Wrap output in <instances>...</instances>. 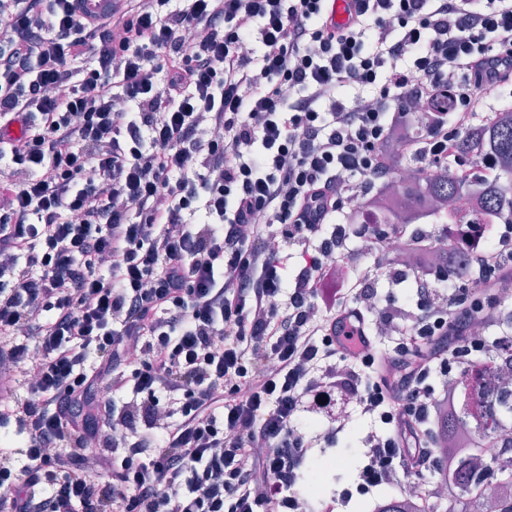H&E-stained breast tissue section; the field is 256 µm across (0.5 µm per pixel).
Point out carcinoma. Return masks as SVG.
<instances>
[{
  "instance_id": "obj_1",
  "label": "carcinoma",
  "mask_w": 512,
  "mask_h": 512,
  "mask_svg": "<svg viewBox=\"0 0 512 512\" xmlns=\"http://www.w3.org/2000/svg\"><path fill=\"white\" fill-rule=\"evenodd\" d=\"M465 150L490 153L502 174L512 175V109L502 111L498 120L489 126H476L466 139ZM475 194L480 197L484 213L512 217V192L502 184L470 180V174L459 176L446 170L435 176L403 174L378 197L379 209L371 216L375 224H413L420 217L432 213H446L457 201ZM473 315L483 321L488 304L503 305L505 297L500 289L475 292ZM478 381L465 372L458 381L460 404L448 405L440 414L437 429L439 439L448 442L455 431L465 429L475 434L474 444L459 451L446 446L438 448L443 458H452L445 466L443 481L448 496L436 500L447 502L446 512H512V437L506 439L505 460L491 462L480 449V441L497 433L490 419L494 411H502L508 403L501 397L498 404L486 396L475 394Z\"/></svg>"
}]
</instances>
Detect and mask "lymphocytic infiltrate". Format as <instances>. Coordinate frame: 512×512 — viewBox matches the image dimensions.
<instances>
[{"label": "lymphocytic infiltrate", "instance_id": "f902f5d3", "mask_svg": "<svg viewBox=\"0 0 512 512\" xmlns=\"http://www.w3.org/2000/svg\"><path fill=\"white\" fill-rule=\"evenodd\" d=\"M127 2L0 0V384L27 389L0 404L25 436L0 512H335L295 492L323 405L325 440L342 407L377 424L362 493L439 469L472 295L441 284L457 253L511 278L512 223L432 225L410 271L407 225H363L402 304L337 263L392 157L498 180L460 144L512 88V0H351L343 25L331 0ZM77 13L92 22L112 12V8L122 0H76Z\"/></svg>", "mask_w": 512, "mask_h": 512}]
</instances>
